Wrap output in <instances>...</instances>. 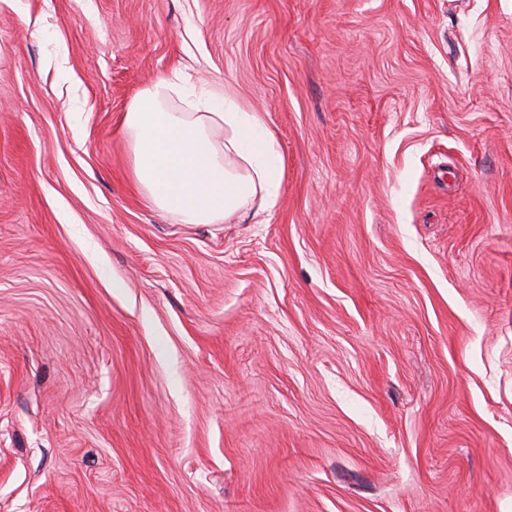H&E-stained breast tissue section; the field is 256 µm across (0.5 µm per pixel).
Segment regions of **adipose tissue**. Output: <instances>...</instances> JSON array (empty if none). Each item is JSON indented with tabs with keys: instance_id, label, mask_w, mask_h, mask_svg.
Segmentation results:
<instances>
[{
	"instance_id": "adipose-tissue-1",
	"label": "adipose tissue",
	"mask_w": 512,
	"mask_h": 512,
	"mask_svg": "<svg viewBox=\"0 0 512 512\" xmlns=\"http://www.w3.org/2000/svg\"><path fill=\"white\" fill-rule=\"evenodd\" d=\"M179 100L181 109L170 108ZM137 187L185 224H219L252 207L273 209L281 183L275 139L259 115L227 93L161 78L124 117Z\"/></svg>"
}]
</instances>
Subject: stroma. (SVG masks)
I'll use <instances>...</instances> for the list:
<instances>
[{"label": "stroma", "instance_id": "35a3bbf8", "mask_svg": "<svg viewBox=\"0 0 512 512\" xmlns=\"http://www.w3.org/2000/svg\"><path fill=\"white\" fill-rule=\"evenodd\" d=\"M276 207L157 210V78ZM0 512H512V0H0ZM178 99L184 111L167 103ZM194 111V112H192ZM137 187L185 224H220L273 209L281 183L275 139L225 91L198 92L187 78L160 77L124 117Z\"/></svg>", "mask_w": 512, "mask_h": 512}]
</instances>
